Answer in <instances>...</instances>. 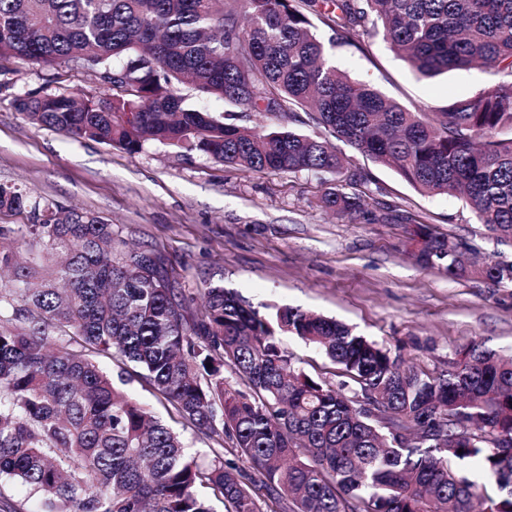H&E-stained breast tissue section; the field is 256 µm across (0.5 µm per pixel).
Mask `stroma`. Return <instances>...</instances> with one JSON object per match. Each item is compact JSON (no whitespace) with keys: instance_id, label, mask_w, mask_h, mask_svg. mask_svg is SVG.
<instances>
[{"instance_id":"35a3bbf8","label":"stroma","mask_w":512,"mask_h":512,"mask_svg":"<svg viewBox=\"0 0 512 512\" xmlns=\"http://www.w3.org/2000/svg\"><path fill=\"white\" fill-rule=\"evenodd\" d=\"M331 53L351 78L413 111L486 86L477 70L421 76L377 39L363 52L338 45ZM55 88L51 71L26 61L0 69L1 184L43 204L104 217L116 237L160 252L182 287L221 285L258 308L287 306L335 318L420 371L447 369L456 348L472 342L512 354V286L451 279L416 264L414 225L327 213L320 198L336 174L243 172L156 143L129 153L73 139L16 109V99ZM341 150L351 168L370 174L390 208L417 213L480 255L512 263V242L477 223L460 200L421 194L349 145ZM281 341L300 369L341 385L340 371L313 348L294 336ZM127 390L183 437L198 462L210 461L212 441L183 427L145 383L131 378Z\"/></svg>"}]
</instances>
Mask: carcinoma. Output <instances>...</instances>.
<instances>
[{"instance_id":"obj_1","label":"carcinoma","mask_w":512,"mask_h":512,"mask_svg":"<svg viewBox=\"0 0 512 512\" xmlns=\"http://www.w3.org/2000/svg\"><path fill=\"white\" fill-rule=\"evenodd\" d=\"M320 26L357 49L380 39L425 77L477 67L488 86L412 112L345 76ZM9 59L54 69L55 91L15 105L75 139L130 153L158 143L245 172L344 175L333 137L421 193L460 197L512 239V0H0ZM64 65L88 70L94 92H73ZM186 90L233 112H278L288 126L226 123ZM368 183L345 175L322 207L415 224L420 265L512 284V263L391 214ZM26 209L27 261L0 250V480L36 495L38 512H214L202 489L225 512H263V497L269 512H512V356L472 343L447 370L418 372L334 319L262 313L220 285L203 289L193 315L194 293L158 251L127 247L99 215L78 222L76 208L0 185V213ZM281 333L353 387L297 368ZM100 356L133 365L215 443L211 461L188 456ZM391 423L433 438L402 444ZM471 463L496 491L466 475Z\"/></svg>"}]
</instances>
